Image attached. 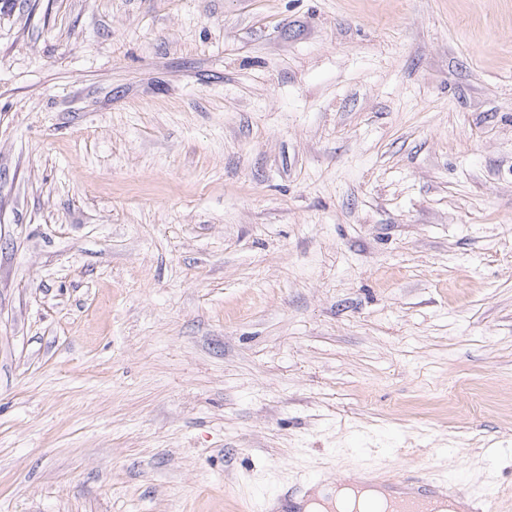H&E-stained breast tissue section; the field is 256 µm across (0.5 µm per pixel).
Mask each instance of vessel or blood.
<instances>
[{
  "label": "vessel or blood",
  "instance_id": "obj_1",
  "mask_svg": "<svg viewBox=\"0 0 512 512\" xmlns=\"http://www.w3.org/2000/svg\"><path fill=\"white\" fill-rule=\"evenodd\" d=\"M341 485L360 490L366 484L376 483L389 489L390 494L376 512H438L435 501L439 496H459V484L448 480L446 486H438L428 472L405 470L397 475H379L360 470L337 477ZM310 494L309 489L296 485L280 488L273 498L242 502L241 512H303V503ZM471 508L467 512H500V501L494 486L488 485L471 494Z\"/></svg>",
  "mask_w": 512,
  "mask_h": 512
}]
</instances>
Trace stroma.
Here are the masks:
<instances>
[{
	"instance_id": "obj_1",
	"label": "stroma",
	"mask_w": 512,
	"mask_h": 512,
	"mask_svg": "<svg viewBox=\"0 0 512 512\" xmlns=\"http://www.w3.org/2000/svg\"><path fill=\"white\" fill-rule=\"evenodd\" d=\"M347 467L512 512V0H0V512Z\"/></svg>"
}]
</instances>
